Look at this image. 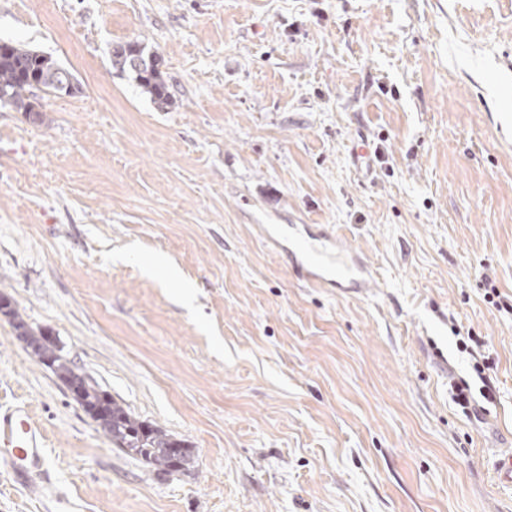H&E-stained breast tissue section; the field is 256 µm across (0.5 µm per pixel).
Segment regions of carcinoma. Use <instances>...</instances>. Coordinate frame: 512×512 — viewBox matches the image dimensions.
<instances>
[{
    "label": "carcinoma",
    "mask_w": 512,
    "mask_h": 512,
    "mask_svg": "<svg viewBox=\"0 0 512 512\" xmlns=\"http://www.w3.org/2000/svg\"><path fill=\"white\" fill-rule=\"evenodd\" d=\"M159 56L144 54L137 42H125L121 49H112V65L129 73L154 104L165 110L174 104V96L163 74L157 69ZM74 79V75L51 56L20 43H7L0 48V106L17 112H31L38 106L34 85L58 94V84ZM0 314L11 320L19 336L29 339L31 353L65 386L79 384L77 401L96 423L112 445L123 454L139 459L157 470L179 473L194 462V455L185 449L175 453L182 444L167 430L135 417L99 384L86 378L62 349L46 344L28 328L19 311L0 296Z\"/></svg>",
    "instance_id": "1"
}]
</instances>
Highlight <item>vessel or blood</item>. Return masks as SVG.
I'll return each instance as SVG.
<instances>
[{"instance_id":"1","label":"vessel or blood","mask_w":512,"mask_h":512,"mask_svg":"<svg viewBox=\"0 0 512 512\" xmlns=\"http://www.w3.org/2000/svg\"><path fill=\"white\" fill-rule=\"evenodd\" d=\"M293 264L301 278L318 288L349 287L363 294L376 280L374 268L340 237L328 242H304L291 249ZM45 435L28 405L0 408V463L23 477L38 471L44 461Z\"/></svg>"}]
</instances>
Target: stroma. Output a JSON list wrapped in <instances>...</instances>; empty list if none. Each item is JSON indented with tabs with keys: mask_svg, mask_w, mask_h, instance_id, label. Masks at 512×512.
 <instances>
[{
	"mask_svg": "<svg viewBox=\"0 0 512 512\" xmlns=\"http://www.w3.org/2000/svg\"><path fill=\"white\" fill-rule=\"evenodd\" d=\"M0 42L80 86L0 108V295L196 459L120 453L0 316V404L47 436L46 495L0 464V512H512V0H0ZM290 224L375 286L309 287ZM121 51L112 49V66L122 72H128L142 91L148 94L154 104L161 110H165L174 104V96L163 74L157 69L159 56L145 55L144 48L138 42H125L117 44ZM137 55H133V53ZM138 59V68L133 60ZM460 344H461V348L463 350H465L468 354L473 356V358L475 359L473 368H474L475 372L477 373L478 377L483 382V387L480 388L481 396L487 402H492L496 398V391H495V387L493 386V384L491 382L490 377L486 376V370L490 371L492 369L491 363L489 362V358L483 357L482 361H479V360H477L476 357H474V354H473L474 351H473L472 346H468L464 341H461Z\"/></svg>",
	"mask_w": 512,
	"mask_h": 512,
	"instance_id": "obj_1",
	"label": "stroma"
}]
</instances>
